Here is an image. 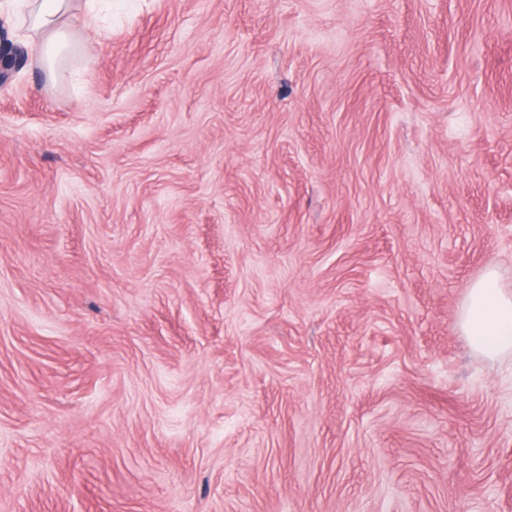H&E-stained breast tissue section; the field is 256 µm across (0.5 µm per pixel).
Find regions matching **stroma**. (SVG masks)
Instances as JSON below:
<instances>
[{
    "mask_svg": "<svg viewBox=\"0 0 512 512\" xmlns=\"http://www.w3.org/2000/svg\"><path fill=\"white\" fill-rule=\"evenodd\" d=\"M0 86V512H512V0H112ZM458 327L489 359L512 353V289L497 267H488L468 287Z\"/></svg>",
    "mask_w": 512,
    "mask_h": 512,
    "instance_id": "1",
    "label": "stroma"
}]
</instances>
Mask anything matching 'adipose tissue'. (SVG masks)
<instances>
[{
    "instance_id": "ef3b65f1",
    "label": "adipose tissue",
    "mask_w": 512,
    "mask_h": 512,
    "mask_svg": "<svg viewBox=\"0 0 512 512\" xmlns=\"http://www.w3.org/2000/svg\"><path fill=\"white\" fill-rule=\"evenodd\" d=\"M23 7L28 50L44 61L47 70H54L66 41L72 0H24ZM458 327L472 347L487 358L512 353V285L498 268H487L470 284Z\"/></svg>"
}]
</instances>
